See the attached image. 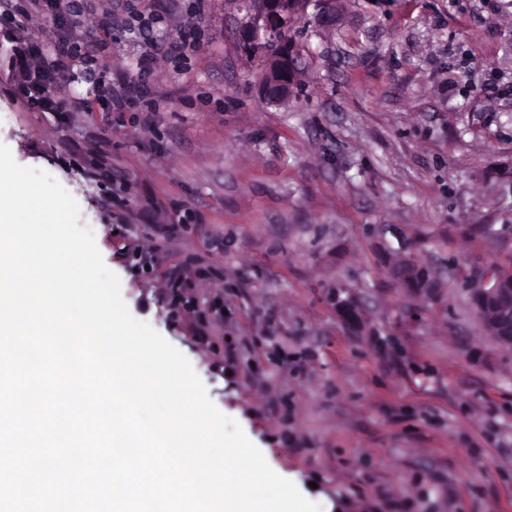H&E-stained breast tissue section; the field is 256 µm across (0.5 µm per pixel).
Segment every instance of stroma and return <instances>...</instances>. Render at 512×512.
Wrapping results in <instances>:
<instances>
[{
    "mask_svg": "<svg viewBox=\"0 0 512 512\" xmlns=\"http://www.w3.org/2000/svg\"><path fill=\"white\" fill-rule=\"evenodd\" d=\"M294 18L298 88L259 91L242 0H88L32 15L45 44L106 28L99 75L149 71L137 112H33L0 72V144L91 223L131 314L191 362L210 399L321 512H512V349L482 331L465 275L512 258V0H337ZM196 44L143 59L136 16ZM391 227L380 235L382 227ZM439 275L441 305L392 277ZM217 313L208 342L170 284ZM359 317L346 322L337 299Z\"/></svg>",
    "mask_w": 512,
    "mask_h": 512,
    "instance_id": "obj_1",
    "label": "stroma"
}]
</instances>
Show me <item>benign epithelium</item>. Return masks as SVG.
<instances>
[{
	"mask_svg": "<svg viewBox=\"0 0 512 512\" xmlns=\"http://www.w3.org/2000/svg\"><path fill=\"white\" fill-rule=\"evenodd\" d=\"M250 20L244 28L251 46L250 53L261 54L264 74L261 82L263 98L285 103L295 89L293 48L282 43L275 51L268 48L267 38L278 32L295 17L307 0H246ZM333 0H319L317 21L323 27L336 23ZM409 276L410 290L415 299L434 305L442 303L438 282L428 278L423 270L402 271ZM473 312L483 327L502 346L512 347V279L492 275L485 270L468 280Z\"/></svg>",
	"mask_w": 512,
	"mask_h": 512,
	"instance_id": "benign-epithelium-1",
	"label": "benign epithelium"
}]
</instances>
